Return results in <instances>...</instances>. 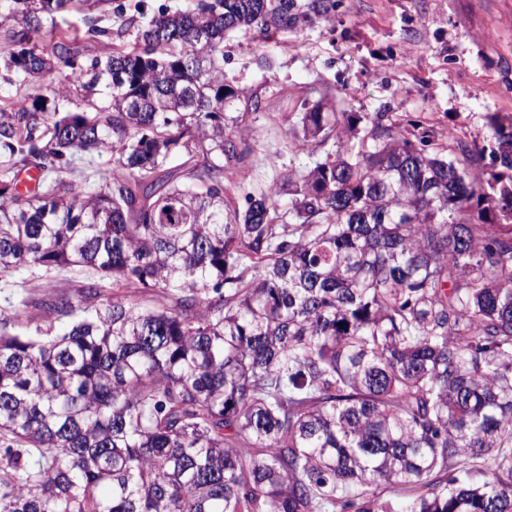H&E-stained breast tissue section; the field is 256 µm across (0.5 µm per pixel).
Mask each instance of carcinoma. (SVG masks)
I'll list each match as a JSON object with an SVG mask.
<instances>
[{"label":"carcinoma","instance_id":"1","mask_svg":"<svg viewBox=\"0 0 512 512\" xmlns=\"http://www.w3.org/2000/svg\"><path fill=\"white\" fill-rule=\"evenodd\" d=\"M102 2L0 0V62L45 82L0 88V274L93 272L0 315V512H512V121L456 156L320 100L289 124L325 155L242 206L266 106L224 34L336 0Z\"/></svg>","mask_w":512,"mask_h":512}]
</instances>
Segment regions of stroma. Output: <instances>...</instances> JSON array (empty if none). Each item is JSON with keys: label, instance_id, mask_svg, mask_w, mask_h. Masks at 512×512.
Here are the masks:
<instances>
[{"label": "stroma", "instance_id": "35a3bbf8", "mask_svg": "<svg viewBox=\"0 0 512 512\" xmlns=\"http://www.w3.org/2000/svg\"><path fill=\"white\" fill-rule=\"evenodd\" d=\"M224 71L278 117L326 94L340 112L432 128L438 147L485 145L492 118L512 119V0H338L334 18L298 33H228ZM248 128L259 161L246 191L271 168L313 163L288 124Z\"/></svg>", "mask_w": 512, "mask_h": 512}]
</instances>
